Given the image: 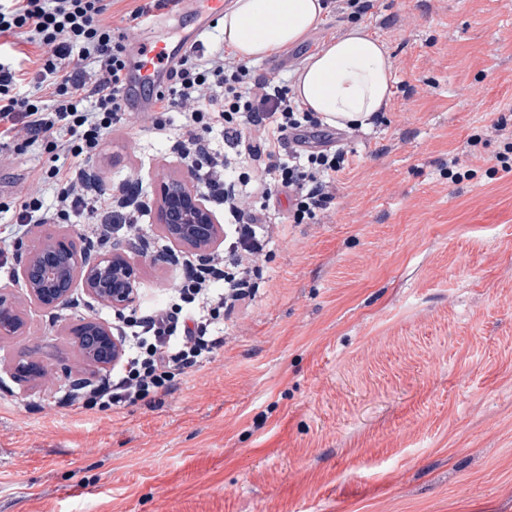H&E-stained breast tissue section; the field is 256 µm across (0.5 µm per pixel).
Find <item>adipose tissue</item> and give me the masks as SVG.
<instances>
[{"mask_svg":"<svg viewBox=\"0 0 512 512\" xmlns=\"http://www.w3.org/2000/svg\"><path fill=\"white\" fill-rule=\"evenodd\" d=\"M325 14L324 0H233L221 33L233 54L257 62L302 41ZM393 77L385 44L356 24L304 60L292 94L328 125L366 128L386 111Z\"/></svg>","mask_w":512,"mask_h":512,"instance_id":"obj_1","label":"adipose tissue"}]
</instances>
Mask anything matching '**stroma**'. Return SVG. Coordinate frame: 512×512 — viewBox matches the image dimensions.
Wrapping results in <instances>:
<instances>
[{
    "label": "stroma",
    "mask_w": 512,
    "mask_h": 512,
    "mask_svg": "<svg viewBox=\"0 0 512 512\" xmlns=\"http://www.w3.org/2000/svg\"><path fill=\"white\" fill-rule=\"evenodd\" d=\"M106 19L126 43L194 22L154 0H112ZM358 22L392 55L388 109L368 128H328L346 154L333 199L307 224L276 200L255 298L170 393L114 411L67 405L79 380L104 373L65 324L117 317L80 290L46 313L0 269L26 319L0 340V512H512V0L331 6L256 71L292 85ZM149 124L135 112L114 127L83 166L89 195L136 209L185 173L176 137ZM53 164L41 146L0 157L11 255L39 232L16 238L14 198ZM143 222L136 308L149 311L179 267L152 263L169 243L151 214ZM26 357L53 376L14 380L9 365Z\"/></svg>",
    "instance_id": "35a3bbf8"
}]
</instances>
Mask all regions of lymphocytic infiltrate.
<instances>
[{"mask_svg":"<svg viewBox=\"0 0 512 512\" xmlns=\"http://www.w3.org/2000/svg\"><path fill=\"white\" fill-rule=\"evenodd\" d=\"M107 10L106 0H0V34L42 50L30 75L16 57L0 53V152L45 145L63 160L41 176L56 185L62 212L79 222L119 226L138 239L144 235L138 217L73 189L82 161L96 153L127 108L126 47L114 38ZM155 107L152 125L160 132L166 128L162 113L180 114L179 157L198 187L223 196L228 240L205 263L187 264L177 285L180 305L128 321L118 369L104 385L74 397L81 408L114 410L169 393L176 373L223 346V313L253 299V281L269 257L271 201L286 194L293 223H308L332 199L344 168L342 149L310 148L320 122L287 86L255 76L220 50L186 52L168 95L158 97ZM217 127L234 158L213 152L208 136ZM246 160L259 162L257 174L239 171Z\"/></svg>","mask_w":512,"mask_h":512,"instance_id":"obj_1","label":"lymphocytic infiltrate"}]
</instances>
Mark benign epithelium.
<instances>
[{
  "instance_id": "1",
  "label": "benign epithelium",
  "mask_w": 512,
  "mask_h": 512,
  "mask_svg": "<svg viewBox=\"0 0 512 512\" xmlns=\"http://www.w3.org/2000/svg\"><path fill=\"white\" fill-rule=\"evenodd\" d=\"M190 183L191 176L185 174L167 178L159 185L156 221L170 242L168 251L159 257L163 263L182 254L204 258L224 242L223 225L208 207L205 195ZM138 269L136 247L95 253L81 245L76 236L56 227L39 234L21 254L13 277L27 288L30 301L46 310L70 306L73 289L80 287L92 300L119 312L136 302ZM23 324L11 289L0 286V335L17 336ZM65 335L94 337L99 368L115 364L122 357V342L106 322L82 317L65 327ZM13 370L23 378L45 379L52 367L46 360L35 359L14 364Z\"/></svg>"
}]
</instances>
